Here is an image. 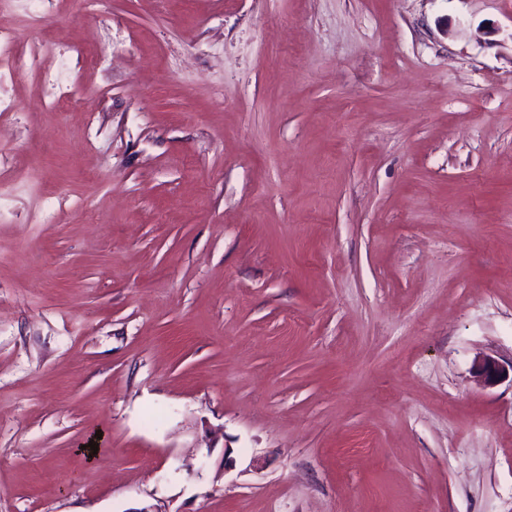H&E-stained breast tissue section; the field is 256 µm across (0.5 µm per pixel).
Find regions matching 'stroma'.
<instances>
[{
    "label": "stroma",
    "mask_w": 512,
    "mask_h": 512,
    "mask_svg": "<svg viewBox=\"0 0 512 512\" xmlns=\"http://www.w3.org/2000/svg\"><path fill=\"white\" fill-rule=\"evenodd\" d=\"M0 20V512H512V0ZM472 374L475 381L483 387H492L512 374L511 365L505 366L493 355H483L476 358L472 365Z\"/></svg>",
    "instance_id": "stroma-1"
}]
</instances>
